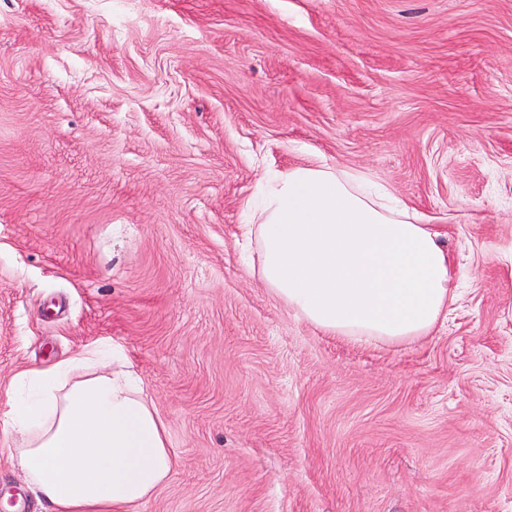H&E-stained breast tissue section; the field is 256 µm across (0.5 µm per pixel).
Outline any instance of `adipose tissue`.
Masks as SVG:
<instances>
[{
	"label": "adipose tissue",
	"instance_id": "1",
	"mask_svg": "<svg viewBox=\"0 0 512 512\" xmlns=\"http://www.w3.org/2000/svg\"><path fill=\"white\" fill-rule=\"evenodd\" d=\"M258 194L244 240L289 310L355 342L433 331L452 300L448 251L366 174L296 166L266 172ZM4 396L0 433L50 512H132L171 471L165 425L110 343L22 370Z\"/></svg>",
	"mask_w": 512,
	"mask_h": 512
}]
</instances>
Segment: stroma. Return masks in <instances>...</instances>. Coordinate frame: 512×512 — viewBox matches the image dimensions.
<instances>
[{"instance_id":"obj_1","label":"stroma","mask_w":512,"mask_h":512,"mask_svg":"<svg viewBox=\"0 0 512 512\" xmlns=\"http://www.w3.org/2000/svg\"><path fill=\"white\" fill-rule=\"evenodd\" d=\"M310 162L439 233L431 335L326 334L243 261ZM99 342L167 427L134 512H512V0H0V413ZM12 445L0 512H44Z\"/></svg>"}]
</instances>
